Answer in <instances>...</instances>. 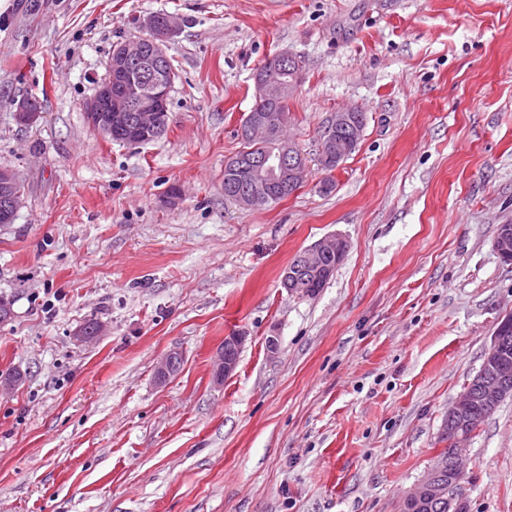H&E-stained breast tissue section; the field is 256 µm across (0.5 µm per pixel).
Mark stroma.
I'll list each match as a JSON object with an SVG mask.
<instances>
[{
    "label": "stroma",
    "instance_id": "obj_1",
    "mask_svg": "<svg viewBox=\"0 0 512 512\" xmlns=\"http://www.w3.org/2000/svg\"><path fill=\"white\" fill-rule=\"evenodd\" d=\"M155 12L180 24L167 132L100 139L84 105ZM281 51L302 62L286 135L308 181L238 206L224 163ZM343 109L365 126L328 173ZM1 166L26 202L0 224V376L22 375L0 394V512H399L512 313L493 248L512 224V0H0ZM334 234L329 284L290 295L284 269ZM91 319L106 331L85 342ZM467 445L469 512H512V398ZM354 112L357 111L345 110L332 113L324 126L322 131L324 137L320 141L319 158L325 161L332 160L336 164H326L322 169L329 172L335 170L357 145L364 128V122H361L360 116L363 113L357 112L360 115H356ZM340 131L345 132V135L335 137ZM247 338L248 336L245 332L225 337L224 345L221 346L216 360V383L224 382V379L228 378L235 371L238 364V354L244 347Z\"/></svg>",
    "mask_w": 512,
    "mask_h": 512
}]
</instances>
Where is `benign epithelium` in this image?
I'll list each match as a JSON object with an SVG mask.
<instances>
[{
	"label": "benign epithelium",
	"instance_id": "benign-epithelium-1",
	"mask_svg": "<svg viewBox=\"0 0 512 512\" xmlns=\"http://www.w3.org/2000/svg\"><path fill=\"white\" fill-rule=\"evenodd\" d=\"M139 25L147 35L125 42L111 54L107 75L84 107L95 119L93 131L101 138L112 139V129L132 125L136 129H151L167 122V100L170 91L163 62L164 45L178 33L179 27L172 17L157 18L154 13L139 19ZM301 68H296L281 83L272 71L255 76L257 103L280 100L296 90ZM34 100L22 97L17 101L16 115L24 123L32 124L41 116V109L33 107ZM247 131L271 142L272 149L259 161L251 164L252 176L245 193L236 203L243 207H265L273 198L272 184L278 182L299 189L307 181L309 165L306 159L296 155V146L280 136L281 123L277 117L262 110H254L245 118ZM364 123L352 110L331 114L324 126L319 158L341 164L357 145ZM25 192L19 173L12 168H0V224H9L23 206ZM347 242L336 236H327L303 250L296 259L295 269L316 274L325 268L324 258L344 260ZM494 249L506 263L512 262V226L501 225L494 239ZM512 331V313L505 315L497 325L491 346L473 381L467 383L448 409L444 430L451 436L448 448V468L456 476L460 487L453 504L454 512H465L468 497L461 479L465 473L464 461L469 448L464 444V433L475 407L495 408L501 401L512 397V359L509 358V337ZM247 341L244 332L224 338L216 360V383L224 382L236 369L238 354ZM182 356L169 352L159 363L156 376L164 379L175 373ZM447 493L446 486L437 481L431 470L406 495L413 502H429Z\"/></svg>",
	"mask_w": 512,
	"mask_h": 512
}]
</instances>
